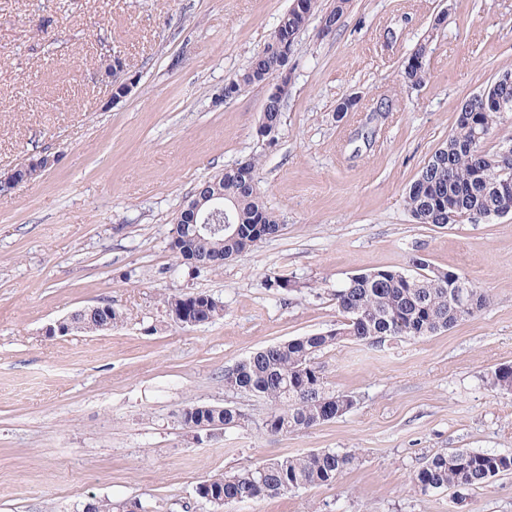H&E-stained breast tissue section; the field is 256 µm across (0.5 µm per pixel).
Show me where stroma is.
I'll return each mask as SVG.
<instances>
[{"label":"stroma","instance_id":"1","mask_svg":"<svg viewBox=\"0 0 512 512\" xmlns=\"http://www.w3.org/2000/svg\"><path fill=\"white\" fill-rule=\"evenodd\" d=\"M292 0H0V172L42 152L59 162L0 195V512H203L196 486L269 458L358 450L330 486L233 512H512V475L422 493L424 458L512 453V392L486 383L512 363V214L438 227L404 198L447 139L462 100L512 66V0H352L329 35L297 34L274 144L257 128L268 86L214 98L267 44ZM447 23L434 27L437 14ZM431 41L430 77L411 89L403 57ZM125 59L132 93L110 103L101 56ZM357 99L344 115L336 107ZM284 229L218 270L195 271L170 229L195 186L249 157ZM416 257L466 276L489 302L453 328L377 345L343 342L318 362L354 395L345 415L271 436L193 437L184 408L260 399L225 391L224 369L271 344L335 328L353 274L411 269ZM284 275L290 290L267 287ZM224 303L212 323L176 325L169 295ZM109 302L96 334L43 336L68 312Z\"/></svg>","mask_w":512,"mask_h":512}]
</instances>
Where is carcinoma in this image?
I'll return each instance as SVG.
<instances>
[{"instance_id": "cac0c4a2", "label": "carcinoma", "mask_w": 512, "mask_h": 512, "mask_svg": "<svg viewBox=\"0 0 512 512\" xmlns=\"http://www.w3.org/2000/svg\"><path fill=\"white\" fill-rule=\"evenodd\" d=\"M351 0H336L323 12L322 32L335 30L350 7ZM317 10V0H292L281 15L284 36L295 38ZM430 41H418L401 63L405 85L419 87L429 77ZM288 56L261 50L248 65L224 83V97L235 98L250 85H259L274 74H282ZM499 83L487 92L465 99L459 106L448 139L428 159L406 191L405 205L417 224L453 226L454 217L465 213L489 222L512 206V159L501 150L489 151L485 143L492 137L502 115L512 112V69L498 74ZM265 126L280 128L284 102L268 101L264 108ZM483 133L476 138L475 133ZM259 161L252 157L224 169V203L236 233L219 232L189 238L178 224L171 237L179 238L181 259L189 267L214 247L224 248V259L251 252L258 243L275 238L282 231L278 215L267 208L258 191ZM454 283L448 270L436 267L423 272L381 268L347 279L336 288V306L344 318L340 328L307 334L266 346L224 369V390L247 393L269 406L261 419L268 435L308 430L323 424L320 411L325 401L347 396L324 381L316 359L319 354L343 341L375 345L378 338L417 339L445 331L474 316L487 305V297L473 290L474 306L457 313L450 306L448 293ZM169 314L188 311L208 323L221 317L224 304L200 292L173 295L166 300ZM121 312L108 303L99 316L86 318L83 332L101 331V321L116 325ZM491 387L512 391V365L496 368L489 378ZM182 426L195 432L242 429L253 423L251 415L237 407H211L206 413H181ZM359 456L351 450H313L293 456H279L226 473L211 485H199L196 494L206 500L210 494L233 498L243 489L255 490L254 500L285 496L310 487L329 486L358 466ZM512 474V454L483 451H448L433 454L417 469L414 485L422 492L450 488H479L491 479Z\"/></svg>"}]
</instances>
